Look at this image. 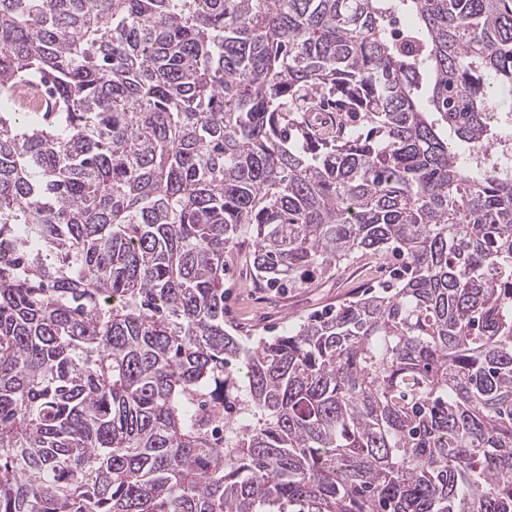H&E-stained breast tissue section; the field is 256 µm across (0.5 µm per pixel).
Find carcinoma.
I'll return each mask as SVG.
<instances>
[{"instance_id": "obj_1", "label": "carcinoma", "mask_w": 512, "mask_h": 512, "mask_svg": "<svg viewBox=\"0 0 512 512\" xmlns=\"http://www.w3.org/2000/svg\"><path fill=\"white\" fill-rule=\"evenodd\" d=\"M500 89L512 0H0V512H512ZM245 240L402 270L242 339Z\"/></svg>"}]
</instances>
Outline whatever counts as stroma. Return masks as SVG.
I'll return each instance as SVG.
<instances>
[{"instance_id": "1", "label": "stroma", "mask_w": 512, "mask_h": 512, "mask_svg": "<svg viewBox=\"0 0 512 512\" xmlns=\"http://www.w3.org/2000/svg\"><path fill=\"white\" fill-rule=\"evenodd\" d=\"M397 265L393 258L375 262L357 257L304 288H261L244 259L234 257L224 274V321L243 337L276 336L293 318L322 314L346 298L388 283Z\"/></svg>"}]
</instances>
